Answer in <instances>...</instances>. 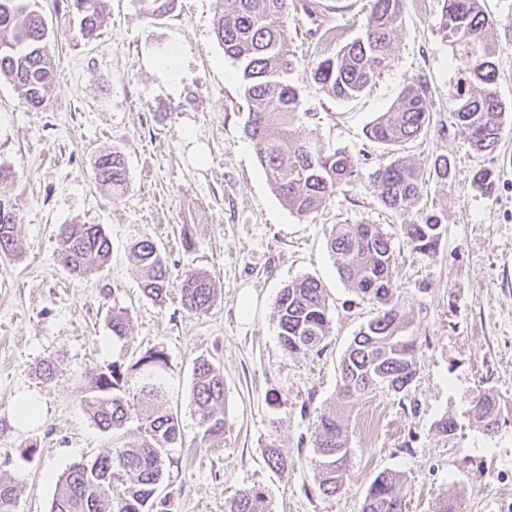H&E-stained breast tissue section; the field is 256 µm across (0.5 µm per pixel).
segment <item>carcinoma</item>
I'll return each instance as SVG.
<instances>
[{
  "label": "carcinoma",
  "mask_w": 512,
  "mask_h": 512,
  "mask_svg": "<svg viewBox=\"0 0 512 512\" xmlns=\"http://www.w3.org/2000/svg\"><path fill=\"white\" fill-rule=\"evenodd\" d=\"M102 0H73L85 37L97 36ZM404 0H371L364 32L353 42L311 69L312 80L338 99L358 97L374 78L389 67L394 34ZM437 32L448 43L457 62L458 77L448 87L455 125L479 152L493 151L503 133L505 105L496 92L497 47L491 34L499 20L483 10L480 0H439ZM287 0H224L215 35L224 55L238 64L248 115L246 136L255 149L274 192L289 210L306 217L333 200L337 190L350 183L356 162L348 154L329 151L296 133L300 120L301 90L289 80L294 56L284 38ZM49 29L30 0H0V78L14 84L33 109L43 107L54 79ZM433 111L431 87L416 79L407 84L397 102L372 122L370 139L397 146L417 138L428 128ZM452 163L436 157L430 173L448 181ZM98 184L114 191L127 181L125 158L119 151L95 160ZM426 182L424 170L396 158L379 166L373 184L380 202L392 212L414 203ZM18 214L0 199V256L16 249ZM443 218L429 213L419 224H404L407 242L421 252L435 250ZM57 261L72 274L88 277L110 261L111 242L99 224H61L56 231ZM340 277L363 296L377 303L378 315L355 336L341 361L338 396L351 404L387 387L408 390L417 372L418 345L403 335L408 315L393 291L394 250L391 240L376 224H336L327 239ZM141 273L144 295L165 302L170 292L166 262L150 238L131 247ZM184 307L196 314L208 312L216 288L204 273L189 272L180 282ZM279 337L284 351L296 354L318 346L330 332L328 305L321 284L306 277L285 286L277 299ZM128 313L112 309V335L127 334ZM167 355L153 346L129 365L114 362L88 376L82 404L98 428L117 434L133 423L138 443L120 441L96 458L74 464L58 479L50 512H152L154 495L163 478L164 456L181 439L178 414L163 405L166 396ZM137 378L130 391L129 378ZM192 406L198 418L201 441L213 445L224 438V374L210 360L196 359L192 374ZM474 416L484 430L498 428L495 398L478 395ZM315 479L320 492L336 494L348 471L347 439L339 417L323 413L313 432ZM122 481V496L115 498L112 479ZM401 477L382 472L371 482L363 512H404ZM15 487L0 481V512H15ZM225 512H269L260 488L244 489L225 506Z\"/></svg>",
  "instance_id": "carcinoma-1"
}]
</instances>
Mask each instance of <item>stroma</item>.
I'll return each mask as SVG.
<instances>
[{
    "instance_id": "obj_1",
    "label": "stroma",
    "mask_w": 512,
    "mask_h": 512,
    "mask_svg": "<svg viewBox=\"0 0 512 512\" xmlns=\"http://www.w3.org/2000/svg\"><path fill=\"white\" fill-rule=\"evenodd\" d=\"M51 31L55 76L48 99L30 108L0 80V199L18 209L17 249L0 258V479L17 489V512H49L60 475L112 447L82 405L89 373L130 364L149 347L168 355L167 406L177 410L183 444L164 466L156 497L164 512H224L239 491L262 489L270 512H362L371 481L398 473L405 512H434L439 499L457 512H496L512 497V0H481L499 24L497 91L511 110L492 152H476L449 112L456 62L436 33L438 0H406L392 60L358 98L339 100L310 77L324 56L362 32L369 0H287L285 36L301 88L300 137L341 150L357 173L335 199L306 217L275 195L244 133L247 105L237 64L214 27L224 0H175L154 18L140 0H103L102 24L86 40L69 0H36ZM181 52L177 85L148 56ZM432 87L427 131L403 143L398 157L429 168L452 162L448 182L427 180L419 199L393 213L380 202L372 174L389 154L370 140V123L415 78ZM120 151L127 184L99 186L97 156ZM491 170L495 188L473 182ZM443 215L437 249L407 244L402 227ZM102 225L112 243L104 271L72 276L56 260L62 224ZM336 224H376L395 248L394 285L416 337L417 373L408 391L377 389L345 408L349 472L341 490L323 495L314 477V422L340 407V361L375 302L343 281L327 246ZM151 238L172 281L208 274L217 289L205 314L187 312L178 290L158 304L147 298L130 246ZM318 280L331 318L315 349L287 354L276 300L303 277ZM126 309L124 338L112 335L113 308ZM207 357L224 373L226 433L200 444L191 404L193 365ZM52 363L54 377L40 370ZM493 394L499 425L474 419L479 393ZM37 400L41 417L21 422L18 408ZM451 417L455 431L436 424ZM276 441L288 471L267 464Z\"/></svg>"
}]
</instances>
